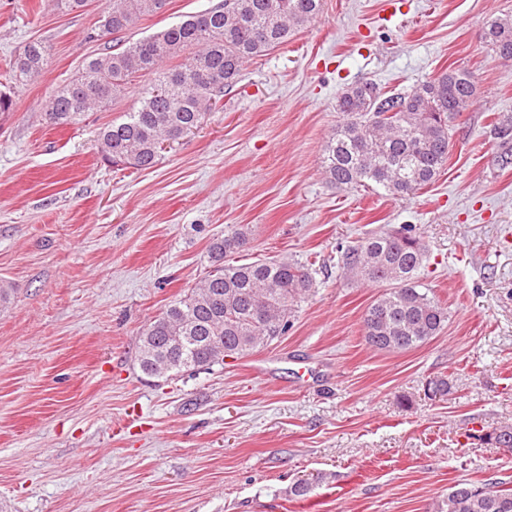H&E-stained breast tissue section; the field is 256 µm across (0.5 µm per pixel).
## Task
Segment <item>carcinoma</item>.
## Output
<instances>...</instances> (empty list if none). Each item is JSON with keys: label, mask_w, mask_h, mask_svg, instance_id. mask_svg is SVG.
Masks as SVG:
<instances>
[{"label": "carcinoma", "mask_w": 512, "mask_h": 512, "mask_svg": "<svg viewBox=\"0 0 512 512\" xmlns=\"http://www.w3.org/2000/svg\"><path fill=\"white\" fill-rule=\"evenodd\" d=\"M167 0H112L85 39L97 41L106 28L115 44L89 59L82 73L55 93L44 110L53 125L77 122L123 98L132 82L154 76L137 106L100 132V152L115 166L147 169L156 144L198 127L245 63L285 45L320 12L322 0H224L136 41L122 35L144 16L165 9ZM481 38L501 59L512 60V14L490 17ZM49 58L41 42L25 44L14 59L15 77L39 75ZM473 74L451 69L409 90L385 91L372 81L347 87L336 100L342 122L326 143L323 168L338 187L370 186L389 196L410 197L434 182L448 162L449 123L475 96ZM498 165L512 166V119L494 127ZM247 234L235 229L214 242L212 269L187 293L142 329L137 351L141 371L169 378L208 369L225 358L241 359L287 333L295 303L313 288L308 269L288 261L230 264ZM425 251L416 227L380 231L358 241L342 257L359 281L386 286L363 317L365 342L373 349L405 352L437 336L448 308L416 278ZM447 377L426 384L428 395L444 397ZM486 444L512 448V425L484 434ZM437 512H512V490L495 483H458L437 504Z\"/></svg>", "instance_id": "obj_1"}]
</instances>
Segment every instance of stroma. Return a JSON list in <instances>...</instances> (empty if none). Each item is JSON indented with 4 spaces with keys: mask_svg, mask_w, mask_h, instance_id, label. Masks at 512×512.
<instances>
[{
    "mask_svg": "<svg viewBox=\"0 0 512 512\" xmlns=\"http://www.w3.org/2000/svg\"><path fill=\"white\" fill-rule=\"evenodd\" d=\"M221 2L167 0L129 36ZM106 5L0 0V90L13 98L0 114V280L13 287L0 306V512H435L460 482L511 489L512 448L480 436L512 423V168L494 138L512 116V61L478 34L512 0H323L146 170L98 151L135 94L69 126L42 119L103 51L85 33ZM32 40L48 63L16 82L10 62ZM453 68L472 72L476 95L433 184L400 198L328 182L342 91L408 90ZM406 224L448 324L417 349L378 351L361 320L383 289L348 280L341 256ZM238 228V263L309 267L287 333L193 374L144 375L141 330ZM439 375L452 391L429 399ZM301 479L314 484L302 500Z\"/></svg>",
    "mask_w": 512,
    "mask_h": 512,
    "instance_id": "1",
    "label": "stroma"
}]
</instances>
